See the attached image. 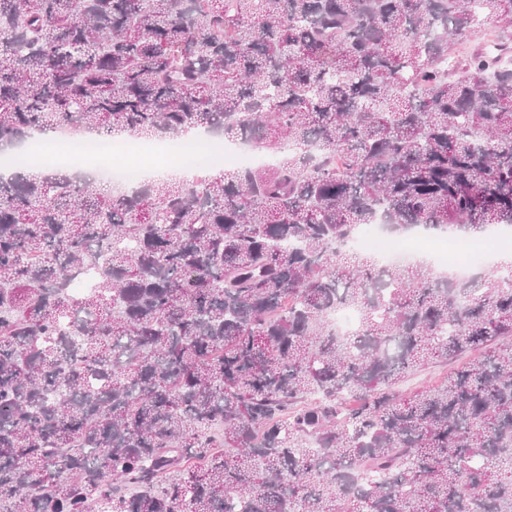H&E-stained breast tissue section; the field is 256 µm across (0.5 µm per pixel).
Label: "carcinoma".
<instances>
[{"instance_id": "carcinoma-1", "label": "carcinoma", "mask_w": 512, "mask_h": 512, "mask_svg": "<svg viewBox=\"0 0 512 512\" xmlns=\"http://www.w3.org/2000/svg\"><path fill=\"white\" fill-rule=\"evenodd\" d=\"M206 126L279 162L0 177V512H512V260L346 247L512 227V0H0V144ZM350 247L353 250L366 249L375 253L383 266L419 260L423 253L418 238L385 236L375 224L363 227L352 239ZM485 351L476 350L463 354L451 360L440 359L429 362L408 374L400 383L398 390L405 394L416 390L435 387L444 382L448 372L464 364L472 363L483 358Z\"/></svg>"}]
</instances>
